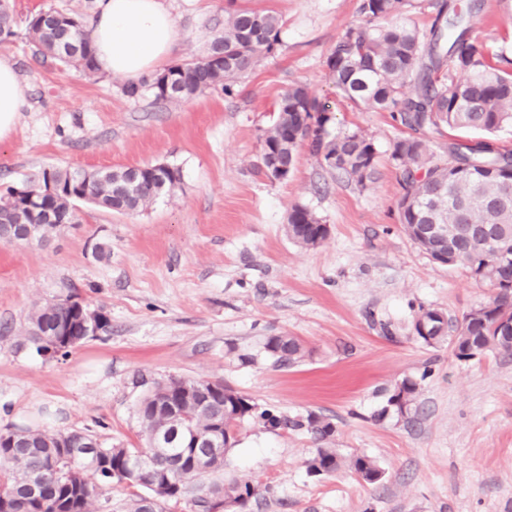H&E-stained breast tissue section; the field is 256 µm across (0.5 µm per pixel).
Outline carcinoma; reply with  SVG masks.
Returning a JSON list of instances; mask_svg holds the SVG:
<instances>
[{"label": "carcinoma", "mask_w": 512, "mask_h": 512, "mask_svg": "<svg viewBox=\"0 0 512 512\" xmlns=\"http://www.w3.org/2000/svg\"><path fill=\"white\" fill-rule=\"evenodd\" d=\"M406 3L360 0L359 12L375 25L347 28L327 59L329 76L348 100L389 112L410 130L393 143L391 151L404 172L398 204L403 231L432 260L464 265L474 277L498 289L490 303L448 323V333L434 343L448 342L461 360L470 358L473 349L480 355L493 350L511 354L512 333H506L504 324L512 323V153L486 140L452 143L448 145L451 161L433 164L424 133L445 128L491 133L512 126V59L503 51L498 58L507 67L490 63L484 47L468 36L471 9H463L456 0H433L435 16L427 30L403 18ZM283 25L271 11H229L224 31L212 36L202 57L128 84L124 93L137 98L149 90L155 101L173 102L206 90L228 92L280 44ZM27 34L44 57L88 73L98 71L90 34L79 17L52 8L41 10L28 20ZM458 71L466 78L455 79ZM408 86L413 87L409 95L404 92ZM331 121L329 106L312 98L305 87L288 90L262 137L259 171L275 180L272 164H295L297 147L305 141L322 167L365 185L375 172V144L360 131L334 132ZM179 182V169L168 164L138 173L104 168L90 179L79 171L45 167L0 197V224H38L48 211L61 221L74 213L78 200L109 211L134 212L171 192ZM286 232L305 247L320 244L328 235L326 225L302 205L289 212ZM76 318L68 304H37L26 317L27 340L41 354L45 326L51 322L65 326ZM265 350L288 366L305 355L293 336H272ZM194 383L172 376L154 383L138 407L144 443H150L155 432L172 433L165 407L174 400L184 405L185 415L198 427L224 422L232 447L236 428L249 419L274 429H305L318 442L306 462L310 474L345 467L370 484L381 480L383 472L370 457L344 458L330 447L334 425L327 419L314 413L303 418L281 416L229 387L204 408L187 401ZM418 390L419 383L409 378L395 384L375 418L409 411ZM93 441L99 448L96 460L71 452ZM149 451L109 446L85 428L60 432L20 427L0 432V512H90L100 499L111 502L116 485L128 492L122 512H144L149 500L155 512H167L169 504L182 501L195 507L206 491L226 498L242 495L238 479L204 490L197 487L194 460L176 442L153 454L137 478L122 482L120 474ZM140 487L153 494L138 493Z\"/></svg>", "instance_id": "cac0c4a2"}]
</instances>
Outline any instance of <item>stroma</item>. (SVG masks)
Wrapping results in <instances>:
<instances>
[{
  "mask_svg": "<svg viewBox=\"0 0 512 512\" xmlns=\"http://www.w3.org/2000/svg\"><path fill=\"white\" fill-rule=\"evenodd\" d=\"M15 34L0 42L25 89L10 141L0 144V193L47 166L122 169L167 163L181 184L133 214L83 204L48 241L0 244V431L87 428L112 445L143 447L138 403L171 376L223 382L288 417L329 418L343 456L366 455L375 484L342 469L316 478V443L303 430L242 423L224 469L259 495L247 512H512V354L471 360L417 339L419 306L454 319L496 295L463 266L431 260L400 228L402 168L390 158L405 130L389 113L343 97L327 58L349 26L367 25L359 0H165L178 31L171 61L202 56L224 10H269L282 43L232 95L207 91L174 103L124 95V78L43 61L27 19L55 8L90 20L98 0H1ZM476 4L470 37L491 53L512 45V0ZM304 86L331 111L336 132L360 131L377 148L365 186L334 177L300 146L287 180L255 170L278 100ZM329 228L317 247L291 240L293 206ZM79 295L108 332L48 360L26 340L33 305ZM294 336L293 366L263 350ZM418 380L417 412L377 419L386 391Z\"/></svg>",
  "mask_w": 512,
  "mask_h": 512,
  "instance_id": "stroma-1",
  "label": "stroma"
}]
</instances>
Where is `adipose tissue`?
<instances>
[{
  "label": "adipose tissue",
  "instance_id": "1",
  "mask_svg": "<svg viewBox=\"0 0 512 512\" xmlns=\"http://www.w3.org/2000/svg\"><path fill=\"white\" fill-rule=\"evenodd\" d=\"M89 31L100 70L134 82L160 70L177 35L162 0H99ZM24 100L13 66L0 59V143L13 134Z\"/></svg>",
  "mask_w": 512,
  "mask_h": 512
}]
</instances>
